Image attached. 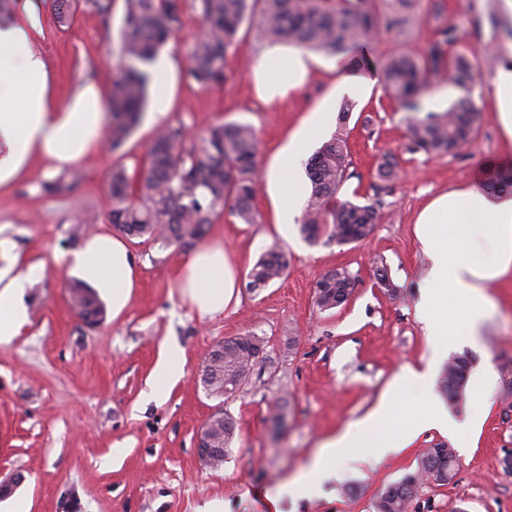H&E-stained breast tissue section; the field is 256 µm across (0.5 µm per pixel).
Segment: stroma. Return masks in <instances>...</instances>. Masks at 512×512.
Here are the masks:
<instances>
[{
    "mask_svg": "<svg viewBox=\"0 0 512 512\" xmlns=\"http://www.w3.org/2000/svg\"><path fill=\"white\" fill-rule=\"evenodd\" d=\"M484 0H421L409 34L385 33L367 42L362 78L371 88L358 97L336 89L339 58L320 56L315 76L283 102L269 106L255 94L253 69L263 46L242 27L229 54L228 80L206 88L182 75L189 44L201 23L185 10L182 32L160 51L173 63L159 72L140 125L123 148L108 149L67 168L71 188L49 193L44 183L58 172L30 159L23 173L0 188V270L24 273L27 318L17 336L0 343V475L21 474L0 512H372L383 486L415 469L419 455L446 444L456 451V474L447 485H429L428 512H512V276L490 285L492 308L480 344L457 337L434 347L418 318L426 260L416 233L421 210L444 192L482 185L490 164L512 165L496 119L492 81L504 51L489 25H477ZM124 2L109 18L75 11L60 23L52 0H20L12 22L29 28L31 48L46 64L50 91L68 100L85 82L108 92L118 63ZM456 25L453 50L475 64L470 96L479 111L474 140L454 155L410 151L404 113L389 96L381 72L386 57L419 51L437 21ZM166 110H159L160 101ZM348 120L350 169L354 176L339 200L362 201L379 184L384 155L397 163L385 195L382 219L363 240L348 244L306 242L297 224L280 233L266 190L254 201L256 221L242 223L231 211L217 213L203 244L219 243L237 270L235 297L224 312L199 317L181 281L195 246L161 247L125 237L138 277L128 306L86 325L72 308L68 284L77 274L55 256L78 251L94 234L117 235L110 223L108 185L114 166L135 173L155 131L185 124L194 136L219 123L251 125L258 138L257 175L265 177L285 140L323 104ZM279 243L288 267L264 288H250L248 273L265 248ZM385 265L391 288L376 278ZM347 269L354 285L342 306L322 311L316 284L327 271ZM263 338L268 359L254 367L235 397L208 396L199 377L213 347L234 336ZM177 344L184 375L153 394L151 373L163 344ZM469 353L475 363L453 421L472 419L468 438L446 431L422 432L408 448L378 459L355 421L383 392L397 403L415 399L394 386L406 367H432L441 374L449 358ZM285 404V425L273 431V408ZM235 422L221 467L200 464L194 436L215 408ZM350 432L338 449L336 473L320 494L284 495L280 489L307 467L326 440ZM357 488L343 495L344 485Z\"/></svg>",
    "mask_w": 512,
    "mask_h": 512,
    "instance_id": "1",
    "label": "stroma"
}]
</instances>
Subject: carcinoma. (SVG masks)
<instances>
[{
    "label": "carcinoma",
    "mask_w": 512,
    "mask_h": 512,
    "mask_svg": "<svg viewBox=\"0 0 512 512\" xmlns=\"http://www.w3.org/2000/svg\"><path fill=\"white\" fill-rule=\"evenodd\" d=\"M58 18L67 21L72 8L83 7L103 17L112 14L114 0H53ZM419 0H195V9L206 35L193 41L187 53V79L210 86L227 80L225 60L245 23L259 40L288 43L328 55L349 57L363 42L381 31L405 33L412 25ZM183 0H124L119 54L121 65L106 99V140L119 150L139 124L148 102L152 80L145 66L184 26ZM487 21L512 40V21L504 17L496 0H486L477 23ZM458 41L453 25L436 28L418 53H400L385 59L382 74L392 99L407 111L410 149L443 156L457 153L474 138L479 113L467 96L442 112L420 115L419 100L431 87L448 83L467 89L474 63L448 48ZM345 105L332 138L308 160L306 174L311 192L302 214L300 233L311 244L322 238L339 244L366 238L381 218L384 202L374 187V199L366 203L340 201L337 194L351 177ZM257 137L252 126L224 123L211 127L194 142L181 124L160 128L143 165L134 176L122 166L112 168L109 183V222L130 237H147L162 246L188 244L201 239L205 225L217 210L230 207L244 223L255 222L254 200ZM491 189L512 190V170H497L489 179ZM286 261L280 246L270 245L250 269L249 287L263 288L281 278ZM315 303L321 310L343 305L351 294L352 276L335 269L322 276ZM72 307L90 325L106 314L97 294L81 281L69 287ZM265 348L257 336H236L224 341V353L208 360L201 380L210 394L226 396V389L246 381ZM468 353L452 356L442 370L439 388L452 408L458 407L472 369ZM235 424L228 415L215 419L209 432L212 445L222 449L224 464ZM452 448L436 445L425 449L414 471L382 488L373 512H420V489L432 481L446 485L455 476Z\"/></svg>",
    "instance_id": "obj_1"
}]
</instances>
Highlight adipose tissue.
I'll return each mask as SVG.
<instances>
[{"mask_svg": "<svg viewBox=\"0 0 512 512\" xmlns=\"http://www.w3.org/2000/svg\"><path fill=\"white\" fill-rule=\"evenodd\" d=\"M314 72L310 54L283 46L266 47L253 71L257 91L274 104L300 88ZM43 59L30 48V35L20 26L0 27V185L19 175L25 161L39 156L62 168L82 161L101 146L102 98L88 86L67 102L55 100ZM326 120L319 111L289 137L270 164L266 185L280 232H287L307 194L300 171L310 143ZM418 238L429 260L426 286L417 306L425 333L437 345L449 337L476 340L489 314V286L512 274V196H492L477 186L438 195L420 212ZM78 275L107 296L113 313L129 303L137 269L125 243L109 235L91 236L67 260ZM184 293L200 316L223 312L232 299L236 278L222 245L201 248L188 265ZM23 280L0 283V342L16 336L26 320L21 301ZM398 385L417 387L422 408H396L382 398L357 422L378 456L408 447L423 430L444 428L448 417L431 393L430 369H407ZM398 421L395 437L383 436L389 421ZM346 436L324 442L308 467L284 485L286 493L305 488L316 493L333 473L337 448Z\"/></svg>", "mask_w": 512, "mask_h": 512, "instance_id": "adipose-tissue-1", "label": "adipose tissue"}]
</instances>
